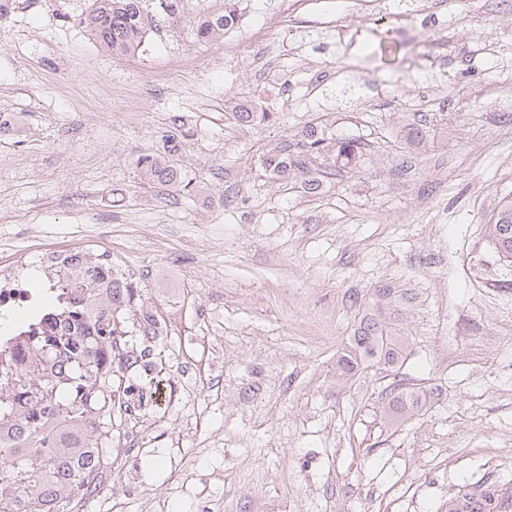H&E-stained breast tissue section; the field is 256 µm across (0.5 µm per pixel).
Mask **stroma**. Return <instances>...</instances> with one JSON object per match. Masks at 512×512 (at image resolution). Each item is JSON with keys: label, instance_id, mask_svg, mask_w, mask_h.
<instances>
[{"label": "stroma", "instance_id": "stroma-1", "mask_svg": "<svg viewBox=\"0 0 512 512\" xmlns=\"http://www.w3.org/2000/svg\"><path fill=\"white\" fill-rule=\"evenodd\" d=\"M90 5L16 0L0 23V243L99 236L169 328L152 407L113 419L125 495L87 512H244L259 489L266 512H441L512 487V263L487 231L512 199V9L240 0L219 44L181 29L117 57ZM176 114L180 182L145 183ZM311 125V174L266 171ZM378 308L404 362L337 380ZM401 378L432 401L391 423Z\"/></svg>", "mask_w": 512, "mask_h": 512}]
</instances>
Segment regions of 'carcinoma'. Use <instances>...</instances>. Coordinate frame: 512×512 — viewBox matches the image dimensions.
Returning a JSON list of instances; mask_svg holds the SVG:
<instances>
[{"instance_id":"1","label":"carcinoma","mask_w":512,"mask_h":512,"mask_svg":"<svg viewBox=\"0 0 512 512\" xmlns=\"http://www.w3.org/2000/svg\"><path fill=\"white\" fill-rule=\"evenodd\" d=\"M238 0H92L80 19L92 39L116 56L135 55L146 42L160 40L181 23L199 42H214L234 25ZM180 124L166 138L159 155L138 159L145 180L174 186L178 169L174 156ZM325 150L324 132L305 129L295 143H283L265 159L276 176L300 173ZM489 237L506 259H512V201L506 200L493 222ZM44 285L54 298L45 318L31 321L26 343L32 355L45 362L58 357L66 363L56 372L33 365L11 378V358L0 350V512H81L77 501L87 503L108 464L112 447V414L122 395L124 411L130 396L142 408L148 402L142 384L127 383L130 374L154 371L150 360L158 336L168 327L133 283L116 277L99 262L57 266L45 273ZM59 320L64 329L51 331ZM405 354V337L392 335L382 311L363 318L354 336L336 356L342 376H355L371 365L395 367ZM431 397L419 387L394 386L385 407L386 419L396 422L427 406ZM448 512H512V488L490 484L478 492L448 499Z\"/></svg>"}]
</instances>
